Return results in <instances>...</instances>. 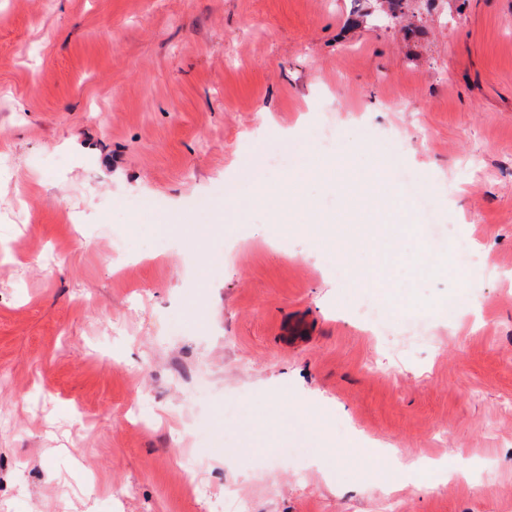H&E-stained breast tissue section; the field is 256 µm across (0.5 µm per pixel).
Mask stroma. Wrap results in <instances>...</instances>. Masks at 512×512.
Returning <instances> with one entry per match:
<instances>
[{
    "mask_svg": "<svg viewBox=\"0 0 512 512\" xmlns=\"http://www.w3.org/2000/svg\"><path fill=\"white\" fill-rule=\"evenodd\" d=\"M1 157L0 512H512V0H0Z\"/></svg>",
    "mask_w": 512,
    "mask_h": 512,
    "instance_id": "stroma-1",
    "label": "stroma"
}]
</instances>
